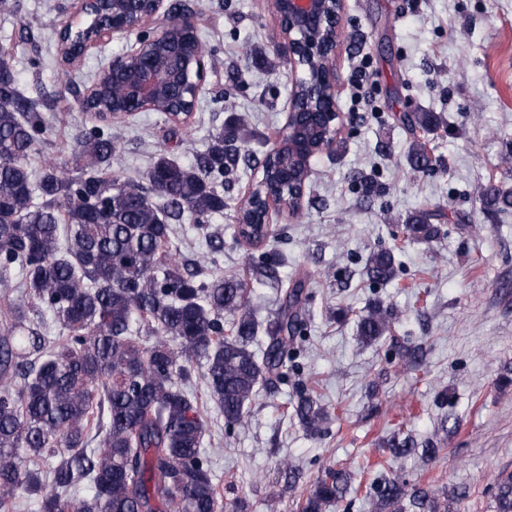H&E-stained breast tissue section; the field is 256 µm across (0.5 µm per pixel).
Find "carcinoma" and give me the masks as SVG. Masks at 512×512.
Instances as JSON below:
<instances>
[{"label":"carcinoma","instance_id":"obj_1","mask_svg":"<svg viewBox=\"0 0 512 512\" xmlns=\"http://www.w3.org/2000/svg\"><path fill=\"white\" fill-rule=\"evenodd\" d=\"M95 24L72 28L70 42L87 52ZM94 120L112 114V95L90 89ZM52 103L20 87L12 49L0 46V512L19 500L38 512H224L220 485L203 448L208 412L190 391L202 380L227 428L248 426V406L259 384L288 379V363L306 326L307 278L280 284L277 309L265 327L267 344L252 346L259 324L248 311L244 280L176 256L173 225L186 222L208 234L224 211V177L238 168L266 169L278 181L274 158L262 160L248 134L226 123L195 163L161 153L145 180H120L112 159L121 143L93 124L76 137L77 166L49 163L34 177L27 159L44 130ZM154 112L178 123L184 111L165 98ZM410 128L427 130L430 112L403 114ZM410 163L433 168L416 145ZM266 189L257 182L239 204L233 239L258 249L278 236L264 218ZM413 237L431 240L428 215L406 224ZM21 296L13 299L14 273ZM373 283L396 277L389 250L370 254ZM395 314L376 303L357 324L365 343L391 329ZM327 414L309 388L299 391L292 415L315 435ZM386 472L420 449L397 432L388 443ZM497 512H512V472L495 479ZM348 477L331 467L300 495L301 512H326L343 499ZM412 498L420 512H441L420 490L398 479L365 487L374 512H401Z\"/></svg>","mask_w":512,"mask_h":512}]
</instances>
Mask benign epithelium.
Segmentation results:
<instances>
[{
	"mask_svg": "<svg viewBox=\"0 0 512 512\" xmlns=\"http://www.w3.org/2000/svg\"><path fill=\"white\" fill-rule=\"evenodd\" d=\"M80 3L102 5L112 14L111 20L102 22L100 44L155 24L133 49L112 57L101 68L95 79L98 87L120 84L127 103L142 110L154 106L161 87L169 95L181 91L195 58L183 40L196 26L192 17L173 16L164 0H152L151 12L135 21L116 11L114 0ZM270 4L279 25L277 48L288 60L292 85L306 87L311 95L309 102L290 96L285 128L271 149L278 155L279 167L291 177L300 162L320 154L317 140L336 136L342 124L336 105V55L345 0H270Z\"/></svg>",
	"mask_w": 512,
	"mask_h": 512,
	"instance_id": "benign-epithelium-1",
	"label": "benign epithelium"
}]
</instances>
